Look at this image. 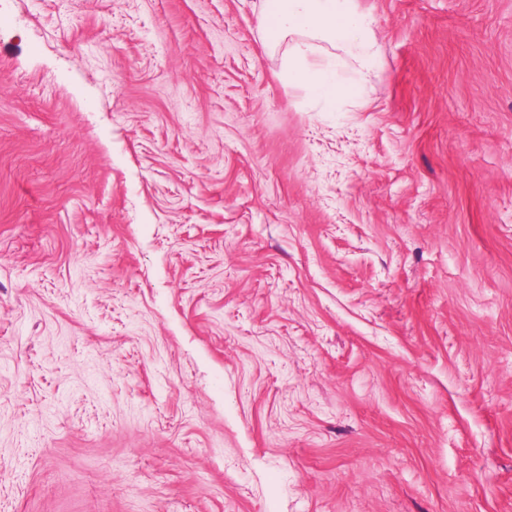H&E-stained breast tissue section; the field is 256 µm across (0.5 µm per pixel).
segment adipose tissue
I'll list each match as a JSON object with an SVG mask.
<instances>
[{"label": "adipose tissue", "instance_id": "adipose-tissue-1", "mask_svg": "<svg viewBox=\"0 0 512 512\" xmlns=\"http://www.w3.org/2000/svg\"><path fill=\"white\" fill-rule=\"evenodd\" d=\"M260 27L287 44L284 73L328 109L358 95L378 51L375 17L357 0H263Z\"/></svg>", "mask_w": 512, "mask_h": 512}]
</instances>
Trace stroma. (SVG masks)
<instances>
[{"instance_id":"35a3bbf8","label":"stroma","mask_w":512,"mask_h":512,"mask_svg":"<svg viewBox=\"0 0 512 512\" xmlns=\"http://www.w3.org/2000/svg\"><path fill=\"white\" fill-rule=\"evenodd\" d=\"M0 0V512H512V0ZM357 1L265 0L258 16L272 48L288 40V83L303 87L315 102L332 110L362 91L377 58V21ZM341 69L348 78L339 75Z\"/></svg>"}]
</instances>
